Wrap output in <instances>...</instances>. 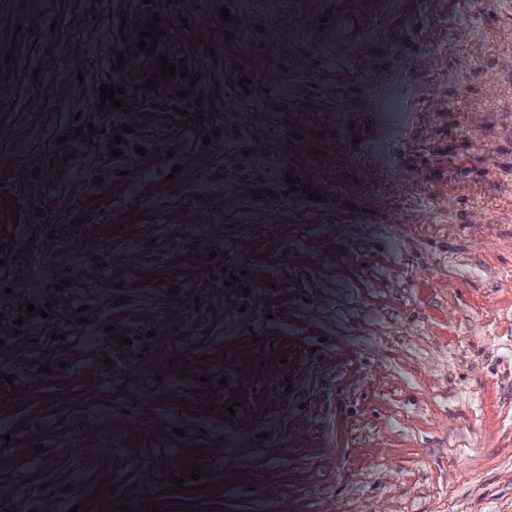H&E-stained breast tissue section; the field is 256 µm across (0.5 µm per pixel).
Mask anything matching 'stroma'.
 Wrapping results in <instances>:
<instances>
[{
  "label": "stroma",
  "mask_w": 512,
  "mask_h": 512,
  "mask_svg": "<svg viewBox=\"0 0 512 512\" xmlns=\"http://www.w3.org/2000/svg\"><path fill=\"white\" fill-rule=\"evenodd\" d=\"M154 2L0 0V224L19 210L0 243L31 249L0 266V512L127 476L136 508L189 451L203 512H512V0ZM154 14L187 76L100 107L101 83L154 71L112 66ZM192 99L210 145L172 123ZM117 123L146 156L112 158ZM287 171L322 201L278 191ZM25 302L50 313L16 336Z\"/></svg>",
  "instance_id": "stroma-1"
}]
</instances>
